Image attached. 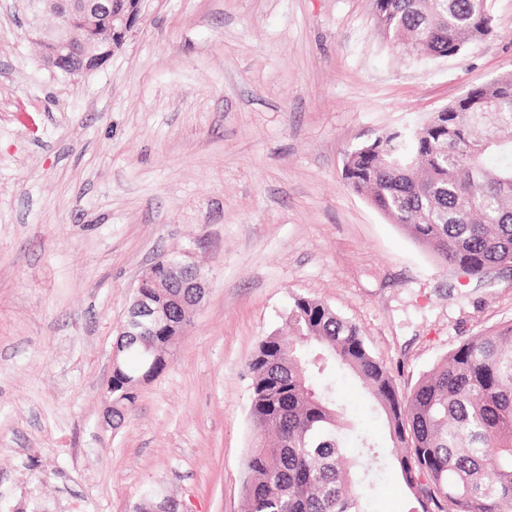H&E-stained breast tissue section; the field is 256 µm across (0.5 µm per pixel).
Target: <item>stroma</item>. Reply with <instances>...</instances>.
Returning a JSON list of instances; mask_svg holds the SVG:
<instances>
[{
	"label": "stroma",
	"mask_w": 512,
	"mask_h": 512,
	"mask_svg": "<svg viewBox=\"0 0 512 512\" xmlns=\"http://www.w3.org/2000/svg\"><path fill=\"white\" fill-rule=\"evenodd\" d=\"M460 56L402 64L371 0H143L101 69L43 66L0 0V512H242L247 363L294 297L359 328L411 390L512 323V270L441 264L343 177L348 153L512 72V0ZM188 256L206 296L120 428L112 352L141 271ZM336 393L387 435L359 380ZM157 497L154 492L151 490H145L141 494V499L136 507V512H153L156 507L155 512H182L180 510V503L171 497L162 498L159 503H157Z\"/></svg>",
	"instance_id": "obj_1"
}]
</instances>
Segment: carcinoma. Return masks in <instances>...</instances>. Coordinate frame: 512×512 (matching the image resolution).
<instances>
[{"mask_svg":"<svg viewBox=\"0 0 512 512\" xmlns=\"http://www.w3.org/2000/svg\"><path fill=\"white\" fill-rule=\"evenodd\" d=\"M381 44L414 62L454 57L492 32L490 0H376ZM346 185L445 264L482 279L512 269V73L471 87L421 126L352 151ZM294 335L263 337L247 363L255 440L246 512H378L379 481L407 489L404 512H512V324L468 337L399 391L358 328L297 296ZM181 318L159 336H119L112 427L139 384L166 366ZM385 416L386 445L345 417L336 370Z\"/></svg>","mask_w":512,"mask_h":512,"instance_id":"cac0c4a2","label":"carcinoma"}]
</instances>
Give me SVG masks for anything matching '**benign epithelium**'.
<instances>
[{
    "label": "benign epithelium",
    "instance_id": "benign-epithelium-1",
    "mask_svg": "<svg viewBox=\"0 0 512 512\" xmlns=\"http://www.w3.org/2000/svg\"><path fill=\"white\" fill-rule=\"evenodd\" d=\"M142 0H25L30 16L32 40L41 48V59L52 71L68 70L91 73L112 59L115 47L122 44L126 33L136 23ZM77 14L104 16L106 27L95 36H87L78 28H46L41 25L45 14H53L61 5ZM157 288H190L192 302L199 305L204 298L205 280L194 266L185 261L166 279L154 266L145 268L133 289L126 320L120 325V336H154L169 322L170 309L155 300Z\"/></svg>",
    "mask_w": 512,
    "mask_h": 512
}]
</instances>
